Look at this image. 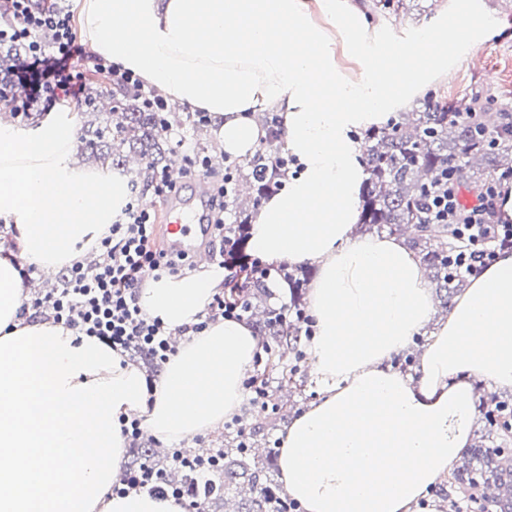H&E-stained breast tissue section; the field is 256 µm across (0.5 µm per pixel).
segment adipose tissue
Instances as JSON below:
<instances>
[{
    "mask_svg": "<svg viewBox=\"0 0 512 512\" xmlns=\"http://www.w3.org/2000/svg\"><path fill=\"white\" fill-rule=\"evenodd\" d=\"M80 16L97 54L208 112L226 154H252L261 114L281 116L297 171L259 207L250 246L317 267L318 388L282 442L284 488L303 512H411L467 456L476 383L512 391V253L457 296L417 379L393 370L434 299L403 240L354 234L366 178L354 135L447 74L458 34L437 40L428 26L381 54L346 0H80ZM339 43L357 72L337 64ZM75 149L69 113L32 133L0 120V218L48 273L88 259L119 204L111 177L71 163ZM223 278L212 266L142 289L146 314L178 334L151 383L97 337L24 313L18 271L0 256V512H184L171 497L112 494L127 446L118 418L144 415L157 443L177 445L240 412L258 339L236 320L198 327Z\"/></svg>",
    "mask_w": 512,
    "mask_h": 512,
    "instance_id": "adipose-tissue-1",
    "label": "adipose tissue"
}]
</instances>
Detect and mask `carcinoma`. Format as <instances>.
<instances>
[{
	"mask_svg": "<svg viewBox=\"0 0 512 512\" xmlns=\"http://www.w3.org/2000/svg\"><path fill=\"white\" fill-rule=\"evenodd\" d=\"M488 104L477 95L464 94L451 101L428 96L421 110L399 112L362 135L367 178L359 200L361 223L397 235L411 230L409 248L432 274L444 308L451 306L465 279L450 276L448 258L459 244L452 229L425 219L427 188L443 171L466 188H477L499 172L512 173V126L499 124ZM105 109L109 123H90L83 129L82 139L94 159L118 176L127 173L126 157L131 154L151 167H166L170 148L162 125L169 115L145 111L122 91L106 100L90 92L85 111ZM268 163L270 157L259 152L247 164L244 178L250 192L237 195L235 208L258 203L262 189L253 172ZM239 274L244 282L253 283L246 301L257 334L278 348L298 349L304 324L284 319L274 310L258 309L256 299L263 284L252 282L243 270ZM307 282L306 273L288 274L290 308L295 314L304 311ZM481 411L487 442L475 445L469 459L452 470L448 484L459 496L451 506L454 512H512V402L492 395L482 401ZM255 455L252 442L246 448L224 449L220 481L214 486L204 487L199 474L188 468L179 470L178 481L212 503L238 498L235 512H278L283 503L279 485L258 466Z\"/></svg>",
	"mask_w": 512,
	"mask_h": 512,
	"instance_id": "cac0c4a2",
	"label": "carcinoma"
}]
</instances>
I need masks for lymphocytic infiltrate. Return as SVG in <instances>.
Listing matches in <instances>:
<instances>
[{
    "instance_id": "obj_1",
    "label": "lymphocytic infiltrate",
    "mask_w": 512,
    "mask_h": 512,
    "mask_svg": "<svg viewBox=\"0 0 512 512\" xmlns=\"http://www.w3.org/2000/svg\"><path fill=\"white\" fill-rule=\"evenodd\" d=\"M1 45L13 47L14 52L0 54V89L18 84L25 90L23 96L9 100L18 118L27 120L34 113L52 111L66 100L86 103V74L90 71L110 87L137 95L148 111L167 108L166 101L147 91L139 74L86 54L75 32L68 0H0ZM184 161L187 174L205 179L209 189L212 232L220 242L218 266L231 275L245 267L255 279H269L271 267L244 251L249 225L224 221L234 192L232 173H214L208 157L192 149L186 150ZM499 186L496 179L485 183L469 203L464 201L461 188L446 176L430 196V222L452 225L462 241L450 262L453 271L476 274L496 258L498 249L512 245V224L496 218L494 201ZM176 190L177 184L166 169H149L145 190L131 188L126 204L113 215L108 235L98 243L99 261L66 267L56 286L34 299V307L45 309L54 322L98 337L122 354L143 352L156 364H165L172 352L168 333L138 303L144 286L142 273L151 270L158 279L192 269L193 264L187 256L159 245L158 215L144 195L149 192L166 199ZM133 491L173 496L184 501L188 512H196L198 507L197 501L186 498L182 489L165 481L162 470L152 465L126 471L112 486L116 495Z\"/></svg>"
}]
</instances>
